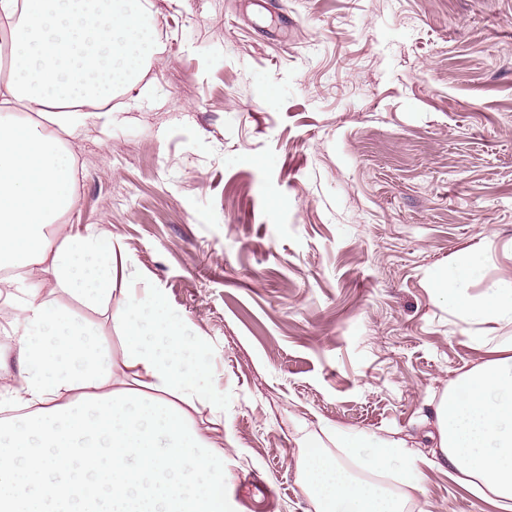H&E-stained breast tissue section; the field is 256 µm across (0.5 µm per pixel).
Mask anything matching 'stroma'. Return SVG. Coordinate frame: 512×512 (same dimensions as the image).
<instances>
[{
  "instance_id": "obj_1",
  "label": "stroma",
  "mask_w": 512,
  "mask_h": 512,
  "mask_svg": "<svg viewBox=\"0 0 512 512\" xmlns=\"http://www.w3.org/2000/svg\"><path fill=\"white\" fill-rule=\"evenodd\" d=\"M159 52L112 123L64 137L77 212L111 234L120 289L157 290L209 344L213 438L269 512H314L303 440L406 441L433 457L441 395L512 322L461 317L435 271L479 261L467 292L512 284V0H153ZM45 299L121 361V313L52 278ZM428 512H478L447 470Z\"/></svg>"
}]
</instances>
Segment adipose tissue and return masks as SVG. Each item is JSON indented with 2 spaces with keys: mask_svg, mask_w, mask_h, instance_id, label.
I'll list each match as a JSON object with an SVG mask.
<instances>
[{
  "mask_svg": "<svg viewBox=\"0 0 512 512\" xmlns=\"http://www.w3.org/2000/svg\"><path fill=\"white\" fill-rule=\"evenodd\" d=\"M152 0H0V31L12 47V76L0 83V112L23 106L42 122H0V301L15 305L0 391L22 412L0 419V512H234L224 452L197 405L205 395L206 341L189 333L163 293L116 292L107 230L86 225L57 237L76 206V173L61 133L111 120L91 110L138 85L158 52ZM38 266L94 308L115 306L124 361L115 365L93 327L26 285ZM477 271L467 259L438 270L434 284L465 317L512 321V289L466 293ZM485 359L459 376L435 410L437 446L449 473L496 512H512V337L476 336ZM347 456L366 449V480L310 446L299 467L315 512H405L421 492L423 462L404 441L336 432ZM404 486L392 494L384 478Z\"/></svg>",
  "mask_w": 512,
  "mask_h": 512,
  "instance_id": "obj_1",
  "label": "adipose tissue"
}]
</instances>
